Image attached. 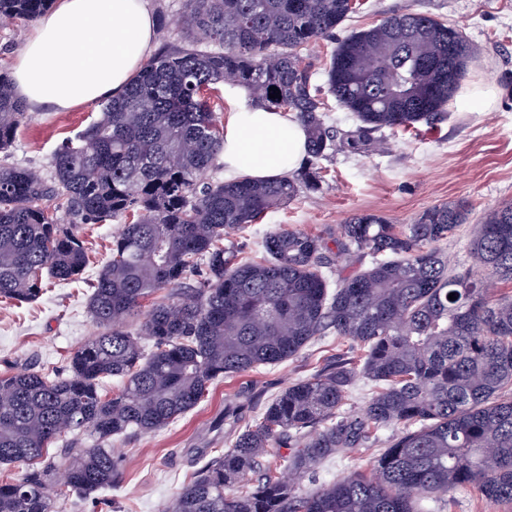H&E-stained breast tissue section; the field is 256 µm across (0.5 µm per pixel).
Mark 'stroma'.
<instances>
[{
    "label": "stroma",
    "mask_w": 512,
    "mask_h": 512,
    "mask_svg": "<svg viewBox=\"0 0 512 512\" xmlns=\"http://www.w3.org/2000/svg\"><path fill=\"white\" fill-rule=\"evenodd\" d=\"M360 8L305 56L324 84V65L339 38L383 19L421 13L462 29L476 47L467 84L487 83L499 91L495 107L452 101L446 117L417 124L408 131L379 133L368 151L345 148L328 152L319 166V189H301L295 200L268 212L259 223L233 235L240 258L257 260L269 231L281 228L326 238L355 213L384 214L392 223L409 224L423 210L448 201L469 205L468 223L442 241L452 263L471 267L469 243L483 212L512 202V0H359ZM156 20L155 48L178 42L183 0H150ZM37 23L28 19L0 22V73H11ZM97 107L64 112L37 109L23 119L13 147L0 152V166L51 171L53 151L75 138L96 117ZM89 288L79 283L48 282L44 294L28 304L0 299V375L34 365L46 373L64 371L67 359L98 327L86 308ZM336 338L322 337L296 358L257 371L219 377L205 399L164 429L147 435L113 439L122 463L118 486L98 498L75 495L60 500L57 512H163L194 471L195 452L224 445L225 407L251 399L263 405L289 384L310 378L324 353H335ZM391 431L380 433L376 445L355 448L326 462L317 479H303L301 490L314 481L333 482L351 471L370 472Z\"/></svg>",
    "instance_id": "obj_1"
}]
</instances>
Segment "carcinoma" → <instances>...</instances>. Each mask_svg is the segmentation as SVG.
<instances>
[{
	"label": "carcinoma",
	"mask_w": 512,
	"mask_h": 512,
	"mask_svg": "<svg viewBox=\"0 0 512 512\" xmlns=\"http://www.w3.org/2000/svg\"><path fill=\"white\" fill-rule=\"evenodd\" d=\"M52 4L0 0V18L34 19ZM354 9L351 0H184L185 40L101 103L97 118L56 149L50 176L0 166V299L33 302L49 279L86 282L100 328L71 352L65 374L25 367L0 376V465L29 466L22 478L0 481V512H56L60 497L118 485L111 439L158 431L197 407L216 378L290 360L330 333L363 357L336 354L256 416L240 404L225 447L166 512H424L419 501L460 488L512 502V291L492 287L512 284L511 202L485 210L469 244L476 271L448 272L439 248L467 223L463 202L428 208L411 224L355 214L333 249L320 235L273 231L261 262H241L234 244L224 245L301 187H318V161L337 134L303 52ZM472 53L458 28L419 13L340 40L327 91L359 121L344 144L365 152L375 131L442 117ZM228 78L305 125L308 159L297 174L199 183L224 144L210 93ZM271 86L280 97L269 98ZM26 116L0 74V152ZM55 201L64 224L50 214ZM116 219L126 223L110 259L90 265L80 227ZM332 252L371 263L332 288L324 271ZM160 290L165 299L144 311ZM359 375L375 390L362 411H348ZM110 379L119 386L108 398ZM388 429L395 434L372 474L299 492L297 480ZM64 432L87 433L97 445L65 449L61 491L46 449Z\"/></svg>",
	"instance_id": "obj_1"
}]
</instances>
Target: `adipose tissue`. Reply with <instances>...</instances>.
Listing matches in <instances>:
<instances>
[{
  "label": "adipose tissue",
  "mask_w": 512,
  "mask_h": 512,
  "mask_svg": "<svg viewBox=\"0 0 512 512\" xmlns=\"http://www.w3.org/2000/svg\"><path fill=\"white\" fill-rule=\"evenodd\" d=\"M154 38L148 0H57L17 59L15 88L33 108L95 105L124 90ZM306 151V130L290 113L245 105L224 127V176L273 180L299 169Z\"/></svg>",
  "instance_id": "1"
}]
</instances>
